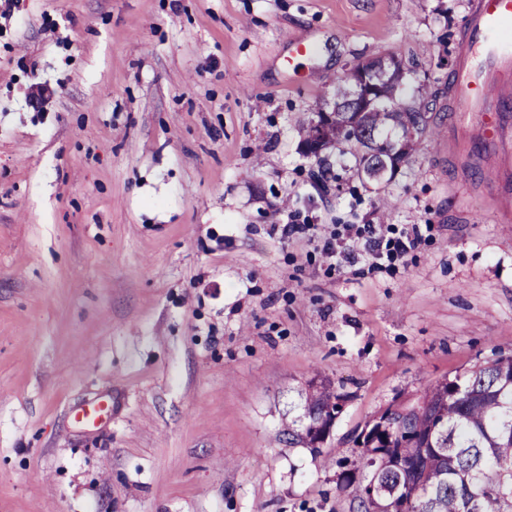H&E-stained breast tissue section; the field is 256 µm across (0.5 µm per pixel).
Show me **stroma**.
I'll list each match as a JSON object with an SVG mask.
<instances>
[{
	"instance_id": "35a3bbf8",
	"label": "stroma",
	"mask_w": 512,
	"mask_h": 512,
	"mask_svg": "<svg viewBox=\"0 0 512 512\" xmlns=\"http://www.w3.org/2000/svg\"><path fill=\"white\" fill-rule=\"evenodd\" d=\"M470 2L0 15V512H350L368 423L512 352V112L484 142L448 89ZM392 54L433 102L407 160L376 181L351 144L307 155L347 69ZM36 79L58 90L41 112ZM348 224L427 230L336 268ZM323 380L344 402L314 449ZM97 401L106 422L74 420Z\"/></svg>"
}]
</instances>
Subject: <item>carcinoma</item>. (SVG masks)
<instances>
[{
	"label": "carcinoma",
	"mask_w": 512,
	"mask_h": 512,
	"mask_svg": "<svg viewBox=\"0 0 512 512\" xmlns=\"http://www.w3.org/2000/svg\"><path fill=\"white\" fill-rule=\"evenodd\" d=\"M401 93L393 77L379 80L371 103L336 88L329 146L352 143L357 173L375 177L390 155L411 153L415 140L394 141L393 132L426 131L425 104L404 102ZM342 400L322 383L309 391L305 418L325 421L341 411ZM374 430L359 445L376 464L340 477L352 512H512V353L426 386L415 404L397 405L393 419Z\"/></svg>",
	"instance_id": "carcinoma-1"
}]
</instances>
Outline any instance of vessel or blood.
Returning <instances> with one entry per match:
<instances>
[{"label":"vessel or blood","instance_id":"obj_1","mask_svg":"<svg viewBox=\"0 0 512 512\" xmlns=\"http://www.w3.org/2000/svg\"><path fill=\"white\" fill-rule=\"evenodd\" d=\"M512 0H472L458 44L452 109L512 112Z\"/></svg>","mask_w":512,"mask_h":512}]
</instances>
